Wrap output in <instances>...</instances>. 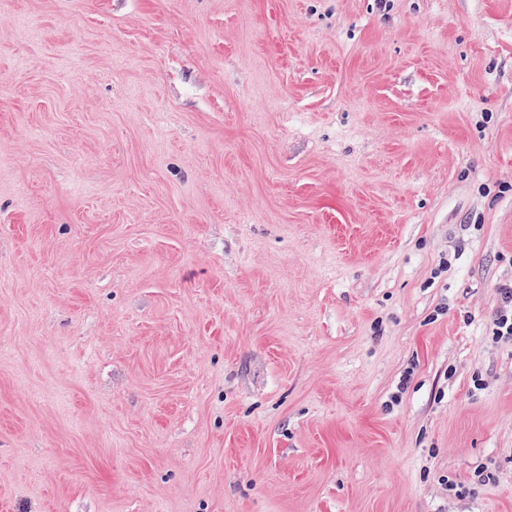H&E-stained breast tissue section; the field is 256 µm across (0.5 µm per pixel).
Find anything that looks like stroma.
<instances>
[{
  "mask_svg": "<svg viewBox=\"0 0 512 512\" xmlns=\"http://www.w3.org/2000/svg\"><path fill=\"white\" fill-rule=\"evenodd\" d=\"M512 0H0V512H512ZM501 306L493 317L494 336L512 337V284L500 287Z\"/></svg>",
  "mask_w": 512,
  "mask_h": 512,
  "instance_id": "stroma-1",
  "label": "stroma"
}]
</instances>
